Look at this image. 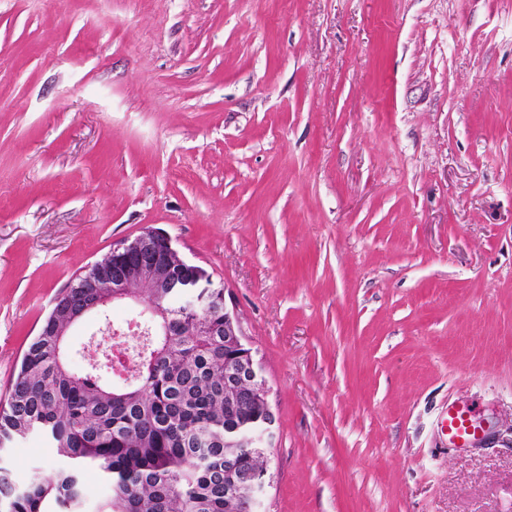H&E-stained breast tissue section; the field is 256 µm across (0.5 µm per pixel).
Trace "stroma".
Listing matches in <instances>:
<instances>
[{
    "label": "stroma",
    "mask_w": 512,
    "mask_h": 512,
    "mask_svg": "<svg viewBox=\"0 0 512 512\" xmlns=\"http://www.w3.org/2000/svg\"><path fill=\"white\" fill-rule=\"evenodd\" d=\"M148 228L260 365L264 512H512V0H0V396ZM54 460L22 441L12 477ZM469 406H451L442 419V429L448 433L449 439L459 448H467L480 440V426L473 419Z\"/></svg>",
    "instance_id": "35a3bbf8"
}]
</instances>
